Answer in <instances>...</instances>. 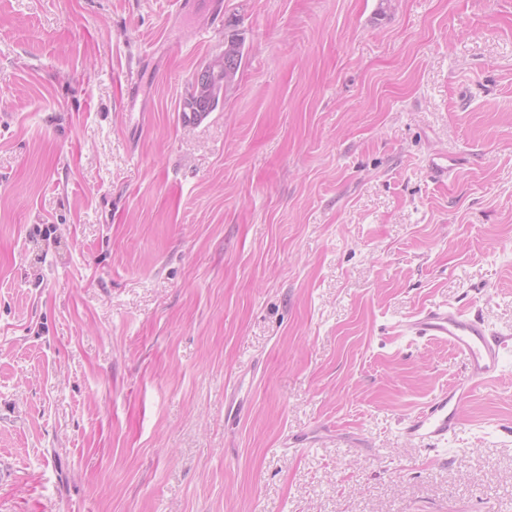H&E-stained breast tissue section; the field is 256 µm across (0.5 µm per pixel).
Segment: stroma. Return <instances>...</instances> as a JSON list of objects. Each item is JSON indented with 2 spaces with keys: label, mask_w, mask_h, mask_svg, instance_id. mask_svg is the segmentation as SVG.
<instances>
[{
  "label": "stroma",
  "mask_w": 512,
  "mask_h": 512,
  "mask_svg": "<svg viewBox=\"0 0 512 512\" xmlns=\"http://www.w3.org/2000/svg\"><path fill=\"white\" fill-rule=\"evenodd\" d=\"M379 3L0 0V512H512V0ZM238 43L240 47L238 57H234V59H232L235 69L234 76L229 83L224 85L223 69L218 74L217 78L212 81L208 92L205 95H201L198 93L193 79L191 83V91L188 93L183 103L182 116L185 123H193L187 116V112L189 113L190 118L194 120V123H201L207 119L210 113L217 108L220 98L224 95V90L236 81L243 60L242 42L239 40ZM190 112H196V114H192ZM406 330L414 336L448 341L464 357L466 376L408 417L402 428L406 436L421 444L448 441L473 385L499 376L507 342L504 336L509 335L492 332L480 320L464 317L446 304L422 308L406 324Z\"/></svg>",
  "instance_id": "obj_1"
}]
</instances>
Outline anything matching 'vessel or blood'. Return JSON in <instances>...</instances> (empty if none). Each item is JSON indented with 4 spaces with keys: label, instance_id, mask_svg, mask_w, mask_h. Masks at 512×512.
Segmentation results:
<instances>
[{
    "label": "vessel or blood",
    "instance_id": "obj_1",
    "mask_svg": "<svg viewBox=\"0 0 512 512\" xmlns=\"http://www.w3.org/2000/svg\"><path fill=\"white\" fill-rule=\"evenodd\" d=\"M414 336L448 342L465 360V377L439 393L403 426L406 436L423 444L446 441L454 433L458 413L474 384L496 379L501 372L507 339L490 331L480 320L462 316L456 309L436 304L419 310L406 325Z\"/></svg>",
    "mask_w": 512,
    "mask_h": 512
}]
</instances>
